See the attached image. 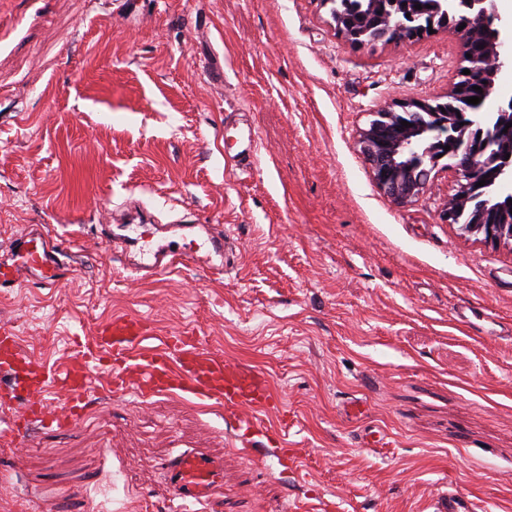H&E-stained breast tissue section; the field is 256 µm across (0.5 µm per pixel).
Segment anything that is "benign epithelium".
<instances>
[{"label": "benign epithelium", "instance_id": "7a95c632", "mask_svg": "<svg viewBox=\"0 0 512 512\" xmlns=\"http://www.w3.org/2000/svg\"><path fill=\"white\" fill-rule=\"evenodd\" d=\"M468 10L466 27L461 30L467 53L471 54L467 69L470 74L457 75L451 94L470 95L474 87H484L486 74L497 75L503 66L512 62V55L505 52L506 33L499 21L496 0H448V11ZM345 26L338 27L340 34L354 45L365 43L371 34L378 40H413L429 35V30H439L435 18L416 9L413 0H394L384 4L379 12L360 20L342 15ZM429 105L427 99H410L395 103L400 113L407 117L410 127L390 123H375L362 130L359 144L370 166L376 186L399 204L417 200L427 189L430 170L441 161L452 159L449 165L458 176L456 192L444 201L441 215L450 224H458V214L467 209L477 216L476 226L459 224L465 233L478 231L490 243L512 240V230L506 231L505 222L498 212L477 204L476 183L485 181L501 187L512 183V165L501 163L508 150L493 158L483 160V152L473 148L465 136L448 132L453 113L423 112ZM450 150H444V146Z\"/></svg>", "mask_w": 512, "mask_h": 512}]
</instances>
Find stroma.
I'll return each mask as SVG.
<instances>
[{"label": "stroma", "mask_w": 512, "mask_h": 512, "mask_svg": "<svg viewBox=\"0 0 512 512\" xmlns=\"http://www.w3.org/2000/svg\"><path fill=\"white\" fill-rule=\"evenodd\" d=\"M0 30V258L29 224L72 251L58 285L0 293V327L55 367L116 315L193 330L268 376L296 457L243 447L222 405L100 380L74 425L0 441V512H281L306 495L424 512L449 486L512 512V241L443 221L445 169L396 203L357 144L394 102L445 101L460 33L358 47L322 0H0ZM133 199L220 227L223 275L128 271L98 231ZM188 452L223 476L181 507L166 466Z\"/></svg>", "instance_id": "35a3bbf8"}]
</instances>
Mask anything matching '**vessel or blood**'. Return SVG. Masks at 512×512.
<instances>
[{"instance_id": "obj_1", "label": "vessel or blood", "mask_w": 512, "mask_h": 512, "mask_svg": "<svg viewBox=\"0 0 512 512\" xmlns=\"http://www.w3.org/2000/svg\"><path fill=\"white\" fill-rule=\"evenodd\" d=\"M148 224H128L113 245L134 250L140 269L165 274L180 261L192 260L211 272L224 271V238L206 234L192 248L178 241L164 244L154 239ZM64 242L32 228L14 239L10 262H0V288H13L26 280L56 285L63 273ZM105 374L107 388L115 395L140 397L182 394L223 405L233 415L237 430L265 437L269 430L262 413L277 405L269 379L260 371L224 360L211 351L193 331L159 335L150 322L136 315L116 316L98 326L95 336L80 344L72 360L52 369L37 363L19 336L0 328V405L14 407L7 429L1 431L14 447H22L32 425L63 429L84 412L87 396L98 374ZM58 406H50V396ZM169 477L181 499H201L217 483V466L192 453L178 456L169 466ZM430 512H479V504L451 488L432 497Z\"/></svg>"}]
</instances>
